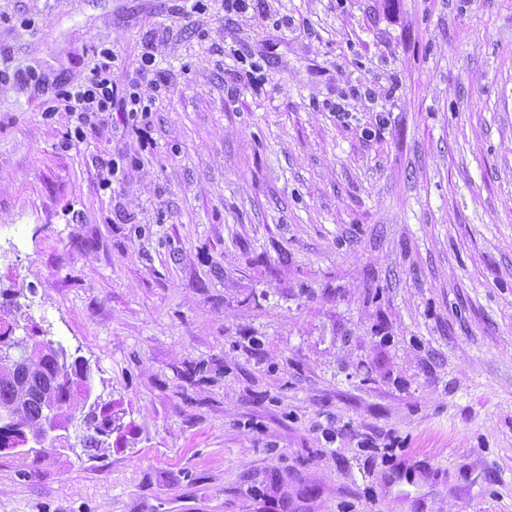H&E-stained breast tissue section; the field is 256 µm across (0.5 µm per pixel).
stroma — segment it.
Masks as SVG:
<instances>
[{
    "instance_id": "35a3bbf8",
    "label": "stroma",
    "mask_w": 512,
    "mask_h": 512,
    "mask_svg": "<svg viewBox=\"0 0 512 512\" xmlns=\"http://www.w3.org/2000/svg\"><path fill=\"white\" fill-rule=\"evenodd\" d=\"M106 49L162 89L82 126ZM15 236L113 432L0 512H512V0H0Z\"/></svg>"
}]
</instances>
